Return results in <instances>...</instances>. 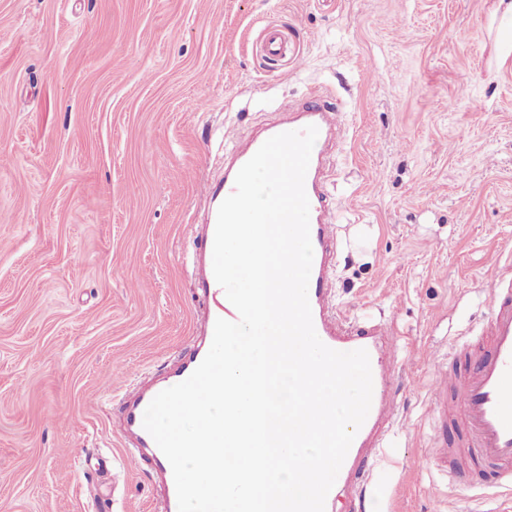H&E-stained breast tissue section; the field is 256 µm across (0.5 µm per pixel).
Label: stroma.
Returning <instances> with one entry per match:
<instances>
[{
  "label": "stroma",
  "mask_w": 512,
  "mask_h": 512,
  "mask_svg": "<svg viewBox=\"0 0 512 512\" xmlns=\"http://www.w3.org/2000/svg\"><path fill=\"white\" fill-rule=\"evenodd\" d=\"M497 0H0V512H149L122 397L190 336V226L224 134L311 96L343 137L326 192L337 301L392 320L404 390L372 512H512L475 459L427 465L434 379L512 254V45ZM301 69L269 68L267 23ZM112 462L99 478L100 459ZM260 54L271 65L289 61L299 67L302 63L296 44L288 36V29L281 26L268 25L262 30Z\"/></svg>",
  "instance_id": "35a3bbf8"
}]
</instances>
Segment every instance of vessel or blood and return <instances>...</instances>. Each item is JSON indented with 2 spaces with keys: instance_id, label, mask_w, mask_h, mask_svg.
Returning <instances> with one entry per match:
<instances>
[{
  "instance_id": "1",
  "label": "vessel or blood",
  "mask_w": 512,
  "mask_h": 512,
  "mask_svg": "<svg viewBox=\"0 0 512 512\" xmlns=\"http://www.w3.org/2000/svg\"><path fill=\"white\" fill-rule=\"evenodd\" d=\"M260 54L269 64L302 63L296 44L286 28L266 26L261 33ZM316 126L318 136L312 149L305 178L310 203V236L313 263L308 286V299L315 331L328 347L342 352L366 350L371 366L373 392L368 416L357 432L337 479L347 484L352 493L353 512H364L367 496L374 486V473L381 451L391 430L397 408L400 386L392 366V347L397 338L392 324L373 318L347 317L331 300L334 283L329 275L335 251L332 247L336 230L324 205L322 186L323 153L338 127V110L316 104L293 112L284 120L269 124L252 135L245 146L236 141L224 145V180L205 183L201 190L210 208L206 223L196 225V258L191 277L202 302L178 364L162 381L142 385L135 396L124 402L120 430L125 457L132 467L148 462L162 487L159 502L152 512H178V502L170 463L143 426L146 408L164 389L186 380L208 353L217 319L238 320L239 315L217 283L213 272V245L217 213L221 203L235 190L240 168L269 138L284 132L300 131ZM490 280V312L481 327L482 340L464 347L465 358L473 360L471 372L449 377L436 391L437 414L447 419L449 404H456L466 430L465 445L470 453L488 465L497 478L496 486L512 489V259L497 257Z\"/></svg>"
}]
</instances>
